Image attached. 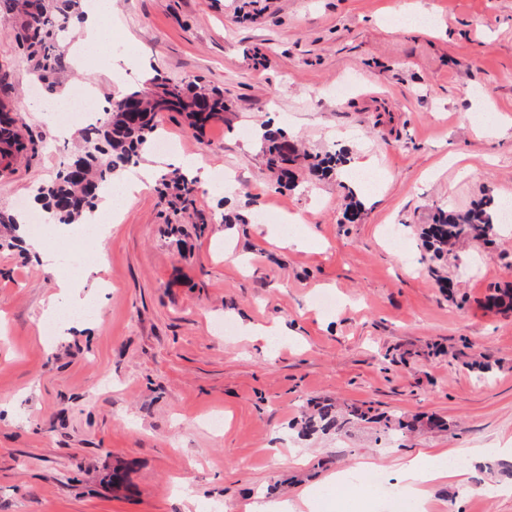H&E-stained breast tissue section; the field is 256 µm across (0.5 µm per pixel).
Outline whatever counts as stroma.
I'll use <instances>...</instances> for the list:
<instances>
[{
	"mask_svg": "<svg viewBox=\"0 0 512 512\" xmlns=\"http://www.w3.org/2000/svg\"><path fill=\"white\" fill-rule=\"evenodd\" d=\"M110 24L113 67L72 81L101 99L157 73L222 88L224 119L202 136L158 119L210 184L191 224L160 194L168 154L125 167L157 179L119 207L85 273L95 315L49 339L38 320L85 243L46 269L0 250V512H245L270 485L278 500L312 489L323 512H385V495L364 510L330 476L371 464L398 493L397 463L439 450L466 465L430 485L429 512H512V312L485 305L512 289V223L441 262L420 238L437 208L512 201V0H114ZM18 57L0 21V70L40 143L0 176V209L30 215L83 124L32 97ZM272 125L346 165L278 178L257 136ZM272 324L279 341L248 333ZM311 397L423 424L386 447L371 424L301 440L288 424ZM119 465L116 489L103 478Z\"/></svg>",
	"mask_w": 512,
	"mask_h": 512,
	"instance_id": "1",
	"label": "stroma"
}]
</instances>
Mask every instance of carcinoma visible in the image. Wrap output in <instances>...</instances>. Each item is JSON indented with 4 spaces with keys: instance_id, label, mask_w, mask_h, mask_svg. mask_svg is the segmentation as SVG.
<instances>
[{
    "instance_id": "carcinoma-1",
    "label": "carcinoma",
    "mask_w": 512,
    "mask_h": 512,
    "mask_svg": "<svg viewBox=\"0 0 512 512\" xmlns=\"http://www.w3.org/2000/svg\"><path fill=\"white\" fill-rule=\"evenodd\" d=\"M81 0H0V20L15 28V39L27 64L48 90L65 77L67 66L58 47L60 32L69 29L79 14ZM9 75L0 71V174L13 171L14 165L38 152L35 141L24 134L21 115L9 104L13 85ZM224 92L219 88H194L172 84L156 75L147 86L134 89L110 103L104 117L84 127L80 136L83 154L74 160L78 171L67 167L55 181L38 189L46 219L58 224H74L94 212L99 193L115 174L147 148L155 133V117L160 112H175L185 117L188 127L202 132L212 122L224 120ZM260 152L266 166L288 176L298 160L293 145L282 130L261 134ZM341 163L334 154L316 155L309 169L323 175L332 173ZM174 197L189 202L193 180L176 175L169 184ZM498 224V209L491 202L479 203L460 213L437 210L433 223L424 227L425 247L438 260L448 258L461 240L486 243ZM16 215L0 210V245L17 246ZM374 423L382 432L411 431L415 422L388 415L372 414L371 408L352 405L340 408L330 399L315 401L292 423L303 438L340 435L357 424Z\"/></svg>"
}]
</instances>
